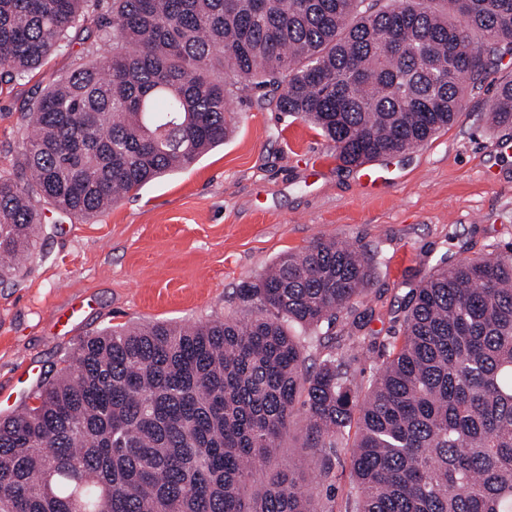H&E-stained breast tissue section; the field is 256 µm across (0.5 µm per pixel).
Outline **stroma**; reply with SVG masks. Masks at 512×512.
Listing matches in <instances>:
<instances>
[{
    "instance_id": "35a3bbf8",
    "label": "stroma",
    "mask_w": 512,
    "mask_h": 512,
    "mask_svg": "<svg viewBox=\"0 0 512 512\" xmlns=\"http://www.w3.org/2000/svg\"><path fill=\"white\" fill-rule=\"evenodd\" d=\"M104 34L72 35L24 78L0 83V170H9L25 133L32 96L111 54ZM512 82V58L467 90L460 119L428 143L376 162L375 186L339 168L310 123L257 98L233 99L237 128L224 146L147 184L90 221L43 206L39 243L18 282L0 285V417L31 402L84 338L118 324L190 325L239 313L236 290L280 256L317 239L377 251L373 309L363 329L372 345L352 364L366 377L391 352L394 312L441 256L455 260L512 242V128L489 108ZM294 459L323 512H345L353 494L349 451L337 449L322 477V455L297 434L278 450Z\"/></svg>"
}]
</instances>
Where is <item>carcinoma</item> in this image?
Returning <instances> with one entry per match:
<instances>
[{
  "instance_id": "cac0c4a2",
  "label": "carcinoma",
  "mask_w": 512,
  "mask_h": 512,
  "mask_svg": "<svg viewBox=\"0 0 512 512\" xmlns=\"http://www.w3.org/2000/svg\"><path fill=\"white\" fill-rule=\"evenodd\" d=\"M0 0V82L99 29L112 56L26 109L0 173V284L36 247L37 202L80 218L194 164L253 92L311 122L342 167L455 123L470 83L512 55V0ZM492 122L512 127V83ZM376 253L316 240L237 298L251 313L83 340L33 405L0 418V512H317L275 458L302 409L304 447L352 448L349 512H512V245L443 256L399 305L367 384L323 327L351 326Z\"/></svg>"
}]
</instances>
